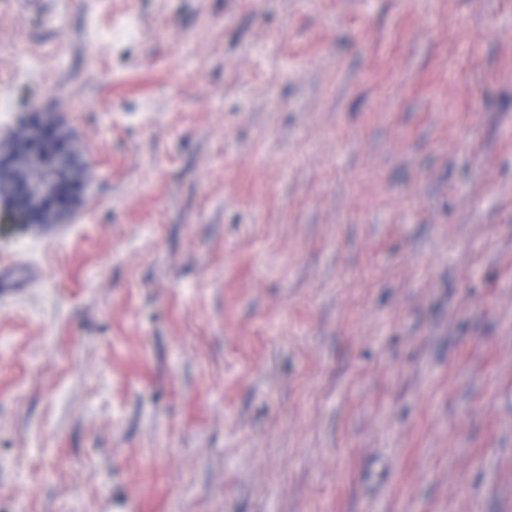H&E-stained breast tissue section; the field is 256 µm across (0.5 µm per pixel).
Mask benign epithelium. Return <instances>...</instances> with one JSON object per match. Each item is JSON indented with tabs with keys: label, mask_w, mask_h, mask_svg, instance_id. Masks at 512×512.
<instances>
[{
	"label": "benign epithelium",
	"mask_w": 512,
	"mask_h": 512,
	"mask_svg": "<svg viewBox=\"0 0 512 512\" xmlns=\"http://www.w3.org/2000/svg\"><path fill=\"white\" fill-rule=\"evenodd\" d=\"M59 155L78 158L65 168L56 165ZM0 178L17 188L0 191V209L21 218L24 224H60L81 201L78 188L85 181L82 152L62 118L30 103L24 118L0 137Z\"/></svg>",
	"instance_id": "7a95c632"
}]
</instances>
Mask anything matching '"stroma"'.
Listing matches in <instances>:
<instances>
[{
	"label": "stroma",
	"instance_id": "obj_1",
	"mask_svg": "<svg viewBox=\"0 0 512 512\" xmlns=\"http://www.w3.org/2000/svg\"><path fill=\"white\" fill-rule=\"evenodd\" d=\"M0 512H512V0H0ZM25 110L24 118L1 135L0 178L13 183L17 192L0 190V209L17 215L23 224H61L81 201L78 188L89 165L84 174L83 153L57 113L41 112L34 102ZM59 155L78 162L58 167Z\"/></svg>",
	"mask_w": 512,
	"mask_h": 512
}]
</instances>
